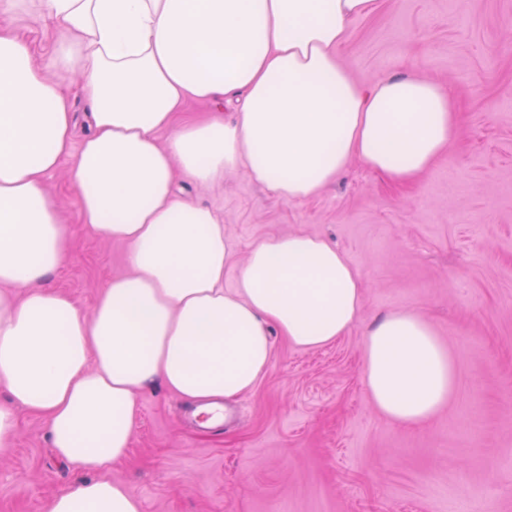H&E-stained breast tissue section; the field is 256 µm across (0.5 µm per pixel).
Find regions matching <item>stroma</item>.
Segmentation results:
<instances>
[{"label": "stroma", "mask_w": 512, "mask_h": 512, "mask_svg": "<svg viewBox=\"0 0 512 512\" xmlns=\"http://www.w3.org/2000/svg\"><path fill=\"white\" fill-rule=\"evenodd\" d=\"M339 61L362 86L392 72L450 85L460 131L409 186L357 162L295 203L242 170L214 185L178 181L220 214L236 263L272 236L336 243L361 272L363 306L345 336L314 351L272 332L269 368L234 399L232 425L199 430L187 400L144 389L130 456L111 472L143 512H512V0H381ZM72 164L49 179L70 251L48 284L86 312L127 272V247L80 224ZM395 309L420 314L455 362L454 397L417 426L381 415L363 382L366 333ZM75 479L44 420L19 413L0 458V512H44Z\"/></svg>", "instance_id": "35a3bbf8"}]
</instances>
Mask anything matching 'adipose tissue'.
<instances>
[{
  "label": "adipose tissue",
  "mask_w": 512,
  "mask_h": 512,
  "mask_svg": "<svg viewBox=\"0 0 512 512\" xmlns=\"http://www.w3.org/2000/svg\"><path fill=\"white\" fill-rule=\"evenodd\" d=\"M53 26L48 69L0 26V455L16 413L41 415L56 457L79 473L46 512H143L109 479L128 454L140 391L160 383L205 405L252 390L270 329L317 349L345 336L362 278L344 252L304 233L264 239L242 266L212 207L179 197L178 176L213 184L246 168L287 202L359 161L394 184L429 172L455 135L451 89L402 74L357 85L338 59L379 0H0ZM77 73L90 130L51 72ZM235 108L185 122L188 100ZM74 156L85 227L127 246L91 314L47 280L66 260L48 178ZM237 269L235 287L224 274ZM375 408L402 425L432 418L456 389L454 360L418 314L394 310L364 344Z\"/></svg>",
  "instance_id": "1"
}]
</instances>
